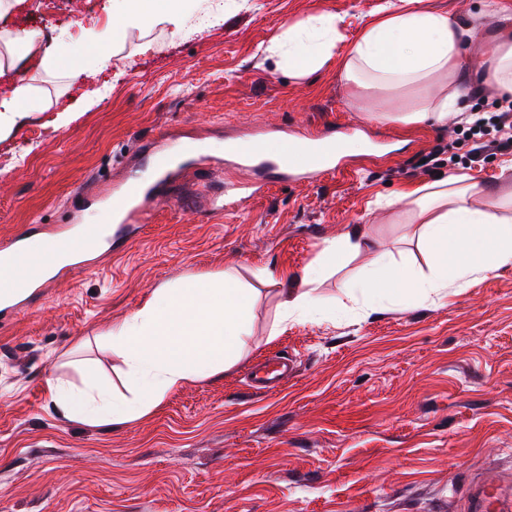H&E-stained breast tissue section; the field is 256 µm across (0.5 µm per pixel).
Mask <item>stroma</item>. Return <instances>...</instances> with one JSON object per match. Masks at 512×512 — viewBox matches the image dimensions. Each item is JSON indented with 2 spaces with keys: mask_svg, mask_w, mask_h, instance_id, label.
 <instances>
[{
  "mask_svg": "<svg viewBox=\"0 0 512 512\" xmlns=\"http://www.w3.org/2000/svg\"><path fill=\"white\" fill-rule=\"evenodd\" d=\"M224 18L181 36L127 34L111 65L78 85L66 70L39 77L46 99L94 105L64 129L54 111L0 141V243L22 230L40 242L61 225L97 223L94 205L125 172L147 168L155 143L223 157L229 139L278 130H346L361 141L340 173L270 179L265 195L209 211L203 182L241 178L234 165L193 164L162 187L150 222L118 256L62 272L52 288L0 309V512H469L468 491L512 472V266L449 287L432 302L364 309L344 292L368 251L343 257L318 286L328 319L280 324L284 290L326 240L363 227L375 247L418 268L428 257L407 208L387 198L409 185L466 174L512 189L500 167L512 149L474 155L468 116L500 111L492 91L462 98L447 125H403L360 112L336 66L304 81L262 62L259 46L292 22L340 14L354 39L380 0H223ZM112 23V0H22L0 30L37 32L68 58L91 60L83 28ZM233 269L254 293L243 356L186 382L147 416L87 424L60 416L49 380L90 375L127 394L112 324L166 283ZM279 355L296 371L277 392L248 384Z\"/></svg>",
  "mask_w": 512,
  "mask_h": 512,
  "instance_id": "35a3bbf8",
  "label": "stroma"
}]
</instances>
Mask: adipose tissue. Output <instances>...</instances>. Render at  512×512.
Returning <instances> with one entry per match:
<instances>
[{
  "label": "adipose tissue",
  "instance_id": "ef3b65f1",
  "mask_svg": "<svg viewBox=\"0 0 512 512\" xmlns=\"http://www.w3.org/2000/svg\"><path fill=\"white\" fill-rule=\"evenodd\" d=\"M110 28L88 32L97 48L115 44L116 33L154 27L182 33L195 0H113ZM343 19L322 11L288 25L268 48L275 67L305 79L337 63L349 100L372 112L383 97L396 99L391 121L444 122L459 111L466 89H489L502 104L512 103V0H484L465 18L436 10L428 0H382L357 37L345 41ZM33 34H0V140L44 111L34 76L7 78L16 51L35 50ZM395 200L415 207L419 240L430 257L423 273L396 263L390 252H376L352 297L379 304L413 292L428 299L478 273L512 265V191L484 194L468 175H455L405 188ZM363 235L352 230L328 240L296 287L288 289L282 319L319 315L314 285L324 263L359 252ZM253 297L230 272L192 277L156 288L105 339L118 350L133 385L131 396L114 395L94 378L82 385L48 381L50 397L62 417L90 424L137 420L185 382L224 372L241 358Z\"/></svg>",
  "mask_w": 512,
  "mask_h": 512
}]
</instances>
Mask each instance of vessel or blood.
<instances>
[{"mask_svg":"<svg viewBox=\"0 0 512 512\" xmlns=\"http://www.w3.org/2000/svg\"><path fill=\"white\" fill-rule=\"evenodd\" d=\"M282 152L270 158L262 154L255 143H240L235 154L246 162L249 171L257 173L254 181H244L234 186L232 192L211 194L213 210L224 212L261 194L267 175L274 174L288 180H312L321 174L339 170L346 156L345 142L335 132L316 137L283 135ZM173 160L159 155L153 168L147 172L131 173L119 192L112 197V221L93 225L83 234L47 240L45 250L50 256L65 255L70 265L90 268L95 251L86 249L85 239H92L109 252L114 242L135 235L140 225L151 217L150 205L159 195L160 188L173 175ZM0 279L10 284L14 298L26 299L47 286L48 277L40 273L38 259L30 254L23 239H15L0 248ZM291 369L287 359H278L255 370L252 381L257 388L272 390L279 386ZM474 512H512V490L505 486L486 483L471 490Z\"/></svg>","mask_w":512,"mask_h":512,"instance_id":"b4317fda","label":"vessel or blood"}]
</instances>
